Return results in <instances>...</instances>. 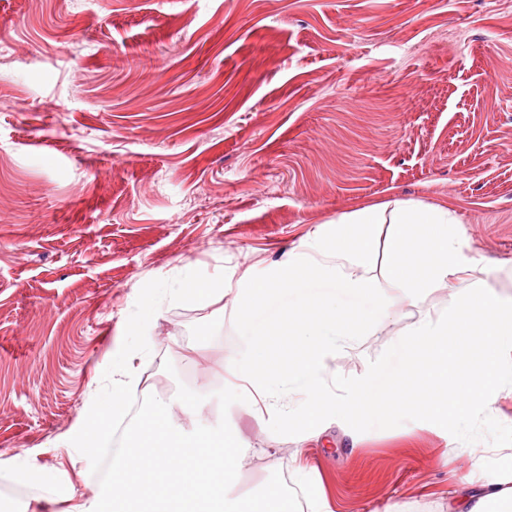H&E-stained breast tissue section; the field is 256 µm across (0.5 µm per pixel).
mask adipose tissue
Returning a JSON list of instances; mask_svg holds the SVG:
<instances>
[{
  "instance_id": "obj_1",
  "label": "adipose tissue",
  "mask_w": 512,
  "mask_h": 512,
  "mask_svg": "<svg viewBox=\"0 0 512 512\" xmlns=\"http://www.w3.org/2000/svg\"><path fill=\"white\" fill-rule=\"evenodd\" d=\"M448 512H512V454L480 481L456 484L448 493Z\"/></svg>"
}]
</instances>
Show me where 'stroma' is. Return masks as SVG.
<instances>
[{
  "instance_id": "stroma-1",
  "label": "stroma",
  "mask_w": 512,
  "mask_h": 512,
  "mask_svg": "<svg viewBox=\"0 0 512 512\" xmlns=\"http://www.w3.org/2000/svg\"><path fill=\"white\" fill-rule=\"evenodd\" d=\"M393 199L448 208L465 263L512 296V0H0V512H70L99 481L68 441L142 286L278 261ZM406 320L342 347L360 377ZM137 398L206 397L249 447L230 495L322 483L330 512H446L487 441L409 421L300 442L221 413L231 313L167 304Z\"/></svg>"
}]
</instances>
